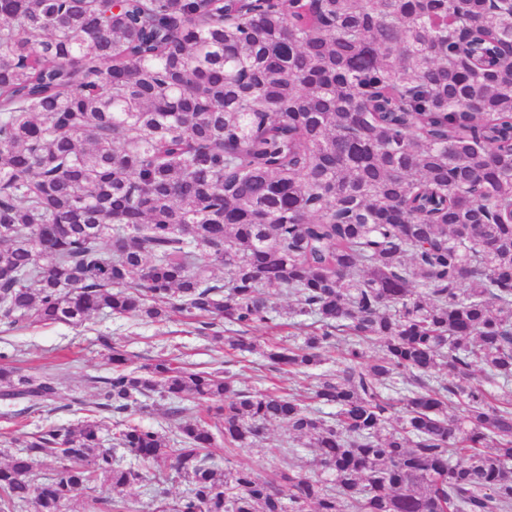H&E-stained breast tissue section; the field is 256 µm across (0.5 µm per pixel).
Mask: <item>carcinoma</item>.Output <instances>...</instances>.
<instances>
[{"label": "carcinoma", "instance_id": "carcinoma-1", "mask_svg": "<svg viewBox=\"0 0 512 512\" xmlns=\"http://www.w3.org/2000/svg\"><path fill=\"white\" fill-rule=\"evenodd\" d=\"M283 292L311 332L265 357L309 392L131 369L101 336L89 416L12 440L0 512L96 483L159 512H512V0H0V324L177 311L252 352ZM156 392L174 438L110 430ZM56 396L0 365V400ZM276 423L311 471L217 463Z\"/></svg>", "mask_w": 512, "mask_h": 512}]
</instances>
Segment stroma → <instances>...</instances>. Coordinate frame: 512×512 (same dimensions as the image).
I'll return each instance as SVG.
<instances>
[{"mask_svg":"<svg viewBox=\"0 0 512 512\" xmlns=\"http://www.w3.org/2000/svg\"><path fill=\"white\" fill-rule=\"evenodd\" d=\"M274 321L251 328L259 348L242 355L212 340L208 331L186 314L174 313L163 324L146 323L135 318H98L80 327L60 324L37 325L10 329L0 325V353L6 355L10 365L34 372L40 369L55 374L58 383V408L53 413L32 410L16 415L12 405L0 402V463L6 462L13 447L12 436L19 432L33 433L46 422L70 425L82 420L95 400L96 390L92 377L104 376L108 368L101 358L98 339L111 337L113 343L124 349L135 365L169 358L179 365L196 370H212L230 365L236 375L238 389H277L288 391L301 388L303 379L287 371H272L263 357L264 346L287 342L296 335V328L289 323L288 309L293 300L288 295L279 296ZM266 444L288 446V428L283 424L270 425L266 431ZM236 449L231 462L251 465L261 474H269L288 466L309 460L308 449L297 455L266 452L265 446Z\"/></svg>","mask_w":512,"mask_h":512,"instance_id":"stroma-1","label":"stroma"}]
</instances>
